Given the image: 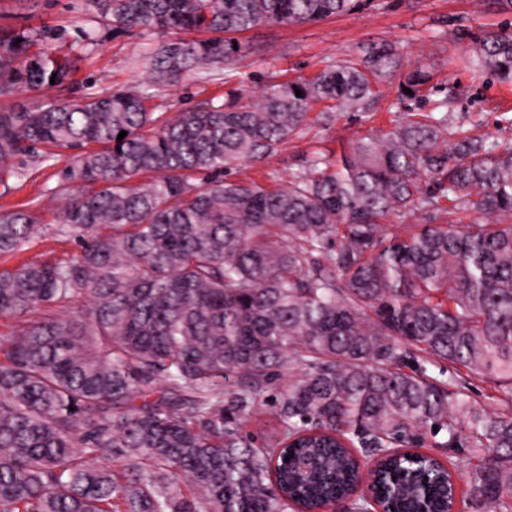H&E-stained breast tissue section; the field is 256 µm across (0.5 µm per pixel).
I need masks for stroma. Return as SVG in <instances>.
Masks as SVG:
<instances>
[{
	"instance_id": "obj_1",
	"label": "stroma",
	"mask_w": 512,
	"mask_h": 512,
	"mask_svg": "<svg viewBox=\"0 0 512 512\" xmlns=\"http://www.w3.org/2000/svg\"><path fill=\"white\" fill-rule=\"evenodd\" d=\"M96 28V45H84L79 29ZM0 28L40 29L45 33L42 49L71 56L77 63L72 90L76 96L116 89L142 80L145 67H131L145 43H160V36L137 33L113 35L100 21L92 0H0ZM511 29L512 11L499 12L486 0H375L370 9L338 16L306 26H258L239 35L245 47L239 72L253 94H260L273 79L281 76H309L327 64L346 58L357 46L378 39L396 42L406 58L431 64L437 72L435 85L427 92L431 101L450 99L456 123L474 134L494 133L512 143V127L502 124L500 115L512 113V92L504 93L493 80H472L469 71L448 68V57L471 55L476 38L487 29ZM218 81L206 82L188 72L165 87L153 101L158 111L174 113L199 101L223 96ZM417 104L404 100L378 112L375 118L338 112L314 111L306 133L288 142L277 155L263 162L244 163L233 177L262 185L272 180H288L302 159L317 149L339 151L377 127L388 130L399 114L413 111ZM68 153L46 164L31 156H21L24 179H9L0 185V210L29 208L40 210L51 220L57 203L51 190L63 178ZM77 240L46 235L36 238L22 251L0 256V269L40 257L48 262L68 261L79 255Z\"/></svg>"
}]
</instances>
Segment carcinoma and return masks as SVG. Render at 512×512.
Wrapping results in <instances>:
<instances>
[{
	"label": "carcinoma",
	"instance_id": "1",
	"mask_svg": "<svg viewBox=\"0 0 512 512\" xmlns=\"http://www.w3.org/2000/svg\"><path fill=\"white\" fill-rule=\"evenodd\" d=\"M372 2L95 0L112 31L168 40L141 84L78 100L63 95L75 63L35 49L43 32L0 30V97L58 91L0 105V176L23 179L13 160L39 146L42 163L73 151L51 224L0 211V255L48 232L81 243L0 270V319L19 322L0 337V512L355 509L370 461L385 512H454L449 459L474 512H512V144L466 135L441 101L285 183L224 178L319 106L372 114L385 90L434 80L385 39L257 97L239 80L235 35ZM466 68L512 91V31L477 37ZM189 71L222 77L224 100L155 114ZM411 211L448 223L403 230ZM459 368L502 408L471 399ZM285 373L272 436L242 433ZM427 439L436 454L416 451Z\"/></svg>",
	"mask_w": 512,
	"mask_h": 512
}]
</instances>
